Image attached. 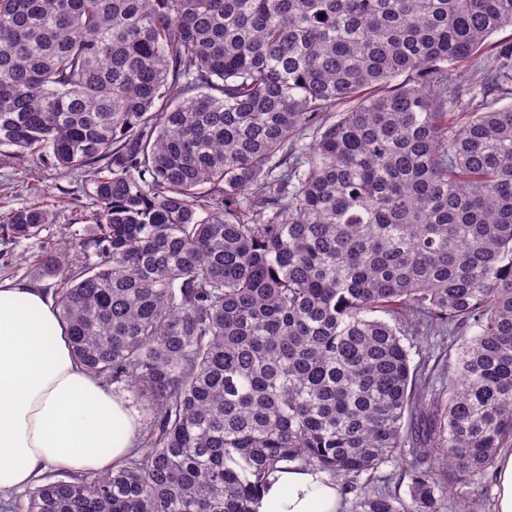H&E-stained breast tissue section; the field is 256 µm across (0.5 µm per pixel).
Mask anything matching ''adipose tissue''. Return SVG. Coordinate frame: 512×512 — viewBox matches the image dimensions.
<instances>
[{"label": "adipose tissue", "mask_w": 512, "mask_h": 512, "mask_svg": "<svg viewBox=\"0 0 512 512\" xmlns=\"http://www.w3.org/2000/svg\"><path fill=\"white\" fill-rule=\"evenodd\" d=\"M139 423L75 357L55 304L41 290L0 283V499L50 466L105 473L136 446ZM322 471L272 473L252 512H340Z\"/></svg>", "instance_id": "ef3b65f1"}]
</instances>
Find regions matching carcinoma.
Masks as SVG:
<instances>
[{
  "label": "carcinoma",
  "mask_w": 512,
  "mask_h": 512,
  "mask_svg": "<svg viewBox=\"0 0 512 512\" xmlns=\"http://www.w3.org/2000/svg\"><path fill=\"white\" fill-rule=\"evenodd\" d=\"M504 27L512 0H0V148L90 175L55 307L145 413L128 464L0 512H251L280 465L351 491L394 457L410 503L351 512H441L439 470L484 477L512 447V106L450 112L448 83ZM34 192L1 239L54 223ZM405 313L450 338L448 389ZM407 336L403 337V343L407 347V349L410 352V358L412 361V365L418 364L421 362L423 357H427V355H433L431 357L430 366L434 363V359L436 356H439L441 358L446 354L443 361H439V366L436 368V371L434 374L432 373L431 377V383L434 386L435 389H442L444 386V389L446 388V385H448V338L445 337L442 341L441 347H435L432 349V346H429V344H432L431 341L434 340L433 338L428 339L425 338V336L417 335V331H415V328L409 324V327L405 328Z\"/></svg>",
  "instance_id": "1"
}]
</instances>
